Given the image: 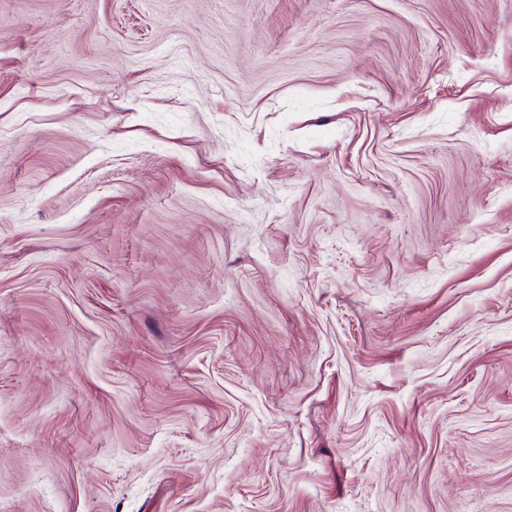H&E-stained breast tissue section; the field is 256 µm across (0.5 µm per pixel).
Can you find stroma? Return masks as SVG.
<instances>
[{"instance_id":"35a3bbf8","label":"stroma","mask_w":512,"mask_h":512,"mask_svg":"<svg viewBox=\"0 0 512 512\" xmlns=\"http://www.w3.org/2000/svg\"><path fill=\"white\" fill-rule=\"evenodd\" d=\"M0 512H512V0H0Z\"/></svg>"}]
</instances>
